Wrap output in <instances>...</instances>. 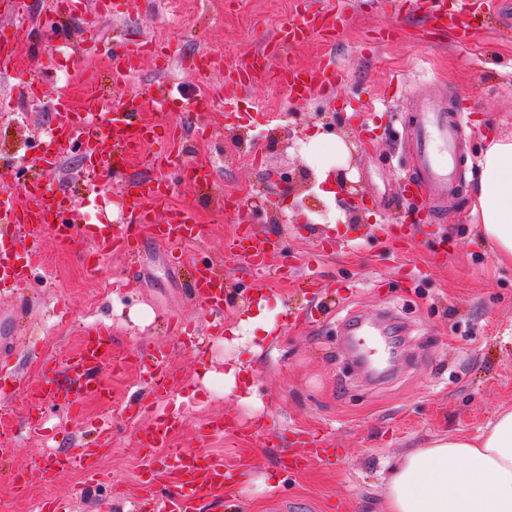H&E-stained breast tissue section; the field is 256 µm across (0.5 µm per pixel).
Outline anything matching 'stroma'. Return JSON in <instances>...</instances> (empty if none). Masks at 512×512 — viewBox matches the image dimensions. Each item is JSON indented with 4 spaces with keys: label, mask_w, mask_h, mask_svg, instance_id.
I'll list each match as a JSON object with an SVG mask.
<instances>
[{
    "label": "stroma",
    "mask_w": 512,
    "mask_h": 512,
    "mask_svg": "<svg viewBox=\"0 0 512 512\" xmlns=\"http://www.w3.org/2000/svg\"><path fill=\"white\" fill-rule=\"evenodd\" d=\"M41 2L0 0V32L23 27L33 36L32 43L16 44L21 69L42 72L47 49H54L66 61L56 81L68 87L74 104L92 87L113 105L112 78L102 62L70 64V41H46L47 26L66 31L77 20L53 19ZM335 3L141 0L137 13L105 19L97 38L117 44L137 28L171 51L161 71L156 58L146 59L126 95L149 92L163 80L174 96H191L199 80L184 59L202 51L220 59L206 82L215 107L208 115L214 139L186 146L187 159L214 169V183L203 191L169 183L173 205L196 207L206 242L185 247L186 260L175 268L167 249L146 238L135 263L116 255L92 275L77 252L60 249L47 235L34 283L0 294V336L14 339L21 391L48 380L64 383V374L51 377L46 369L75 352L89 327L108 332L120 357L168 343V368L178 380L168 406L183 420L172 447L187 446L209 419L227 413L237 426L210 450L249 471L247 481L202 494L203 512H232L235 502L244 512H275L279 500L289 502L288 512H381L384 481L402 455L438 436H477L499 409L512 407V265L499 263L480 225L467 220L472 184L437 201L439 219L432 222L400 181L411 164L405 128L415 86L471 109L463 139L468 155L476 154L481 130L512 134V29L484 14L472 19V36L461 42L453 9L447 30L430 31L423 11L407 0H353L334 46L312 38L287 54L302 68L335 58L343 71L337 91L295 101L269 80L245 92L239 117H227L225 67L247 64L295 9ZM14 84L0 74V181L44 180L48 174L36 156L56 114L48 103L17 97ZM259 101L264 110L256 109ZM322 112L358 140L349 177L363 185L367 203L365 223L357 228L346 224L340 200L324 197L318 185L291 195L280 179L347 167L345 159L310 144L312 135L329 131L318 118ZM370 113L381 118L371 142L360 129ZM254 141L262 150L259 165L242 160L243 148ZM235 203L247 208L251 224L288 260L287 273L265 278L261 293L251 269L228 248ZM202 263L223 273L227 301L223 334L200 351L165 339L163 321L180 317L206 330L209 317L188 291ZM352 318L398 339L399 358L384 379L366 377L350 362L343 339ZM232 366L239 369L233 380L226 376ZM99 378L113 392L110 402L86 397L77 414L45 413L36 430L17 401L0 399L14 448L8 466L25 482L18 494L0 480V512H36L52 498L70 501L69 512H126L125 499L149 497L147 481L164 470L168 454L135 447L134 432L149 425L148 414H122L141 387L140 373L131 364L106 366ZM104 418L114 425L112 436L92 460L103 482L85 489L80 468L47 479L45 449L61 451L94 438ZM259 421L263 431L253 432ZM322 430L334 448L331 460L299 471L283 466L289 454L303 453L302 433Z\"/></svg>",
    "instance_id": "1"
}]
</instances>
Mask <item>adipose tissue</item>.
Masks as SVG:
<instances>
[{"label":"adipose tissue","instance_id":"adipose-tissue-1","mask_svg":"<svg viewBox=\"0 0 512 512\" xmlns=\"http://www.w3.org/2000/svg\"><path fill=\"white\" fill-rule=\"evenodd\" d=\"M472 215L501 261L512 263V137L489 136L477 161ZM384 512H512V410L475 438L448 435L405 453Z\"/></svg>","mask_w":512,"mask_h":512}]
</instances>
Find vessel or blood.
<instances>
[{"label":"vessel or blood","mask_w":512,"mask_h":512,"mask_svg":"<svg viewBox=\"0 0 512 512\" xmlns=\"http://www.w3.org/2000/svg\"><path fill=\"white\" fill-rule=\"evenodd\" d=\"M54 12L82 17L81 34L73 35L76 56H84L86 50L106 51L114 84H122L127 77L137 72L145 57L162 56V48L151 41L130 35L118 46L102 49L100 41H87L88 33L94 31L100 18L115 13L112 0H52ZM344 9H332L317 16L296 11L280 31L258 51L249 66L238 68L224 75V105L236 104L239 92L248 87L277 77L287 88L290 97L298 99L302 94L322 89H334L342 71L335 60H328L320 67L301 71L280 64L279 59L288 46L314 36L323 41H332L336 23L344 16ZM0 73L15 74L19 94L47 86L46 78H31L16 71L9 51L0 52ZM48 87V86H47ZM51 89V88H50ZM416 114L406 135L412 144V165L405 175L408 191L419 193L430 202L454 195L456 188L446 171V160L435 153L434 141L440 140L455 146L459 129L465 123V112L449 111L445 101L418 94L414 97ZM51 101L58 117L51 128L47 146L40 151L37 160L46 171H56L72 147H81L85 157L82 178L92 194H99L97 171H104L115 196L126 204L128 211L124 223L114 224L103 220L94 230L85 231L80 223L81 208L65 195L62 182H25L16 187L0 186V227L21 231L30 238L27 262H19L12 252L0 245V287L21 283L28 279L34 261L40 257V242L44 233H52L56 241L65 247H81L84 238L95 244L86 259L90 266H99L112 253H127L138 250L142 234H149L155 242L176 248L202 242L203 227L192 208H168L165 180L121 178L131 157L141 154L145 146L154 144L156 131L153 126L140 122L138 112L149 109L169 112L174 108L172 95L165 85H157L155 92L145 98L131 97L113 110H106L102 101L89 97L82 110H72L67 92L51 89ZM150 163L159 169L177 168L188 176L197 189L204 190L214 180L213 170L205 165H195L185 160L179 145L177 132H170L165 152L151 156ZM165 212V222H157L158 212ZM240 226L230 247L257 274H265L275 268L279 253L270 242L248 225L245 212L237 214ZM194 294L198 302L212 314L224 312L226 293L224 276L210 265L197 266L194 272ZM112 340L100 330H85L80 350L69 357L64 369L72 377L69 388L47 386L27 391L21 403L27 412H40L46 405L62 407L67 412L77 411L79 397L88 394L100 400H109L108 390L100 385L99 370L112 361ZM133 360L139 364L149 378L150 393L159 401L166 400L172 390L174 376L165 368L168 351L165 346H155L149 354L133 352ZM181 418L166 409H159L147 428L139 430L135 442L141 448H160L168 445L173 433L179 430ZM231 426L227 416L209 420L201 435L199 445L193 449L175 448L170 453V462L163 477L165 491L153 497L150 512H199V493L207 487H221L232 483L234 473L225 466L224 458L203 450L202 445L211 437L224 434ZM90 455L89 449L70 448L50 454L45 465L47 477L84 465Z\"/></svg>","instance_id":"1"}]
</instances>
